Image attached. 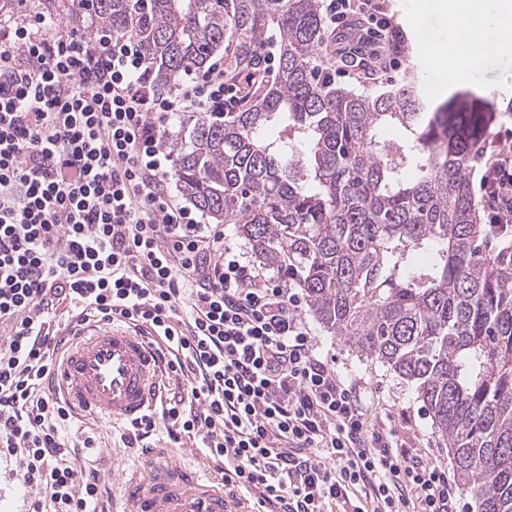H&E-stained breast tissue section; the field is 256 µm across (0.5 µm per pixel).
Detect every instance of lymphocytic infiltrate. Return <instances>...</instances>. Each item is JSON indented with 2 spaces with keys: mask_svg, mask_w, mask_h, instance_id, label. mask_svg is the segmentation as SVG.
<instances>
[{
  "mask_svg": "<svg viewBox=\"0 0 512 512\" xmlns=\"http://www.w3.org/2000/svg\"><path fill=\"white\" fill-rule=\"evenodd\" d=\"M331 29L372 24L342 58L357 69L399 50L377 0H322ZM275 57L223 60L161 93L131 38L104 44L41 17L0 28V455L50 493L54 512H98V472L63 465L72 419L54 382L55 324L124 319L164 350L177 387L170 437L197 438L233 489L266 512H459L446 466L421 434L374 412L360 379L317 353L289 278L243 259L224 227L171 193L169 123L231 112ZM493 224H512V149L493 144L480 179Z\"/></svg>",
  "mask_w": 512,
  "mask_h": 512,
  "instance_id": "1",
  "label": "lymphocytic infiltrate"
}]
</instances>
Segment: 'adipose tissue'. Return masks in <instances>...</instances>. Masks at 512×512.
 <instances>
[{
	"label": "adipose tissue",
	"instance_id": "adipose-tissue-1",
	"mask_svg": "<svg viewBox=\"0 0 512 512\" xmlns=\"http://www.w3.org/2000/svg\"><path fill=\"white\" fill-rule=\"evenodd\" d=\"M448 26L457 38L427 52L449 70L480 64L486 50L512 51V0H448Z\"/></svg>",
	"mask_w": 512,
	"mask_h": 512
}]
</instances>
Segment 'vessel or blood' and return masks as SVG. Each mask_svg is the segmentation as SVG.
Segmentation results:
<instances>
[{
	"label": "vessel or blood",
	"mask_w": 512,
	"mask_h": 512,
	"mask_svg": "<svg viewBox=\"0 0 512 512\" xmlns=\"http://www.w3.org/2000/svg\"><path fill=\"white\" fill-rule=\"evenodd\" d=\"M64 397L80 417L139 422L157 414L163 389L161 352L121 323L80 331L58 372ZM118 512H257L225 481L196 463L149 448L120 475Z\"/></svg>",
	"instance_id": "1"
}]
</instances>
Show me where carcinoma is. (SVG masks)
Listing matches in <instances>:
<instances>
[{"mask_svg": "<svg viewBox=\"0 0 512 512\" xmlns=\"http://www.w3.org/2000/svg\"><path fill=\"white\" fill-rule=\"evenodd\" d=\"M35 4L95 40L135 39L159 90L206 70L233 31L247 45L276 26V79L196 119L173 146L175 176L294 279L327 332L415 385L478 512H512V224L481 223L470 179L485 102L335 85L319 0Z\"/></svg>", "mask_w": 512, "mask_h": 512, "instance_id": "obj_1", "label": "carcinoma"}]
</instances>
